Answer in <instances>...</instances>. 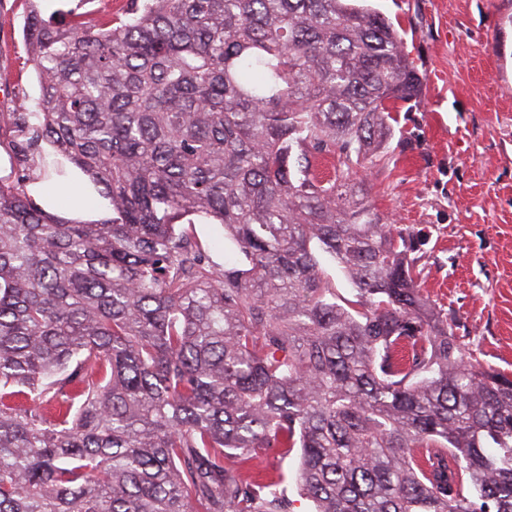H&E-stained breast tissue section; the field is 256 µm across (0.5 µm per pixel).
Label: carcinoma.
Wrapping results in <instances>:
<instances>
[{
	"label": "carcinoma",
	"instance_id": "1",
	"mask_svg": "<svg viewBox=\"0 0 512 512\" xmlns=\"http://www.w3.org/2000/svg\"><path fill=\"white\" fill-rule=\"evenodd\" d=\"M25 36L40 96L0 112L21 166L0 179V512H291V483L315 512H512V379L424 296L418 234L360 176L421 92L392 22L128 0L103 24L35 6ZM42 141L112 219L33 204Z\"/></svg>",
	"mask_w": 512,
	"mask_h": 512
}]
</instances>
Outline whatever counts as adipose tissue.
Listing matches in <instances>:
<instances>
[{"mask_svg": "<svg viewBox=\"0 0 512 512\" xmlns=\"http://www.w3.org/2000/svg\"><path fill=\"white\" fill-rule=\"evenodd\" d=\"M69 183L76 189L77 194L67 207H59L56 200L54 185L34 176L27 185V193L44 212L57 216L65 222L75 224L101 223L111 219L112 209L105 199L99 186L78 168H70Z\"/></svg>", "mask_w": 512, "mask_h": 512, "instance_id": "1", "label": "adipose tissue"}]
</instances>
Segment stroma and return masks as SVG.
Returning a JSON list of instances; mask_svg holds the SVG:
<instances>
[{
	"label": "stroma",
	"instance_id": "1",
	"mask_svg": "<svg viewBox=\"0 0 512 512\" xmlns=\"http://www.w3.org/2000/svg\"><path fill=\"white\" fill-rule=\"evenodd\" d=\"M422 79L399 103L388 166L370 176L389 223L424 230L425 296L487 369L512 375V0H373ZM31 0H0V112H31Z\"/></svg>",
	"mask_w": 512,
	"mask_h": 512
}]
</instances>
